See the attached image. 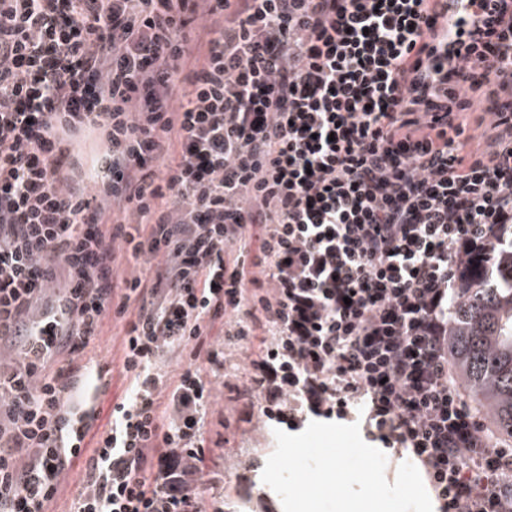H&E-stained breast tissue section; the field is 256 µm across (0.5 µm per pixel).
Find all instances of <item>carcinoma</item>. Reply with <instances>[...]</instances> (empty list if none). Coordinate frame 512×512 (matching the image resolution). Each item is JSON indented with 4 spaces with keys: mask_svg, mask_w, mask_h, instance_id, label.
<instances>
[{
    "mask_svg": "<svg viewBox=\"0 0 512 512\" xmlns=\"http://www.w3.org/2000/svg\"><path fill=\"white\" fill-rule=\"evenodd\" d=\"M449 312V357L474 406L512 440V224L490 256L470 258Z\"/></svg>",
    "mask_w": 512,
    "mask_h": 512,
    "instance_id": "cac0c4a2",
    "label": "carcinoma"
}]
</instances>
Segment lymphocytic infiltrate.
I'll return each instance as SVG.
<instances>
[{
	"mask_svg": "<svg viewBox=\"0 0 512 512\" xmlns=\"http://www.w3.org/2000/svg\"><path fill=\"white\" fill-rule=\"evenodd\" d=\"M465 2L0 0V512H48L79 457L75 512H203L218 322L261 338L263 417L364 402L436 512H512L448 361L461 267L512 224V0ZM111 316L130 392L87 453L72 382Z\"/></svg>",
	"mask_w": 512,
	"mask_h": 512,
	"instance_id": "f902f5d3",
	"label": "lymphocytic infiltrate"
}]
</instances>
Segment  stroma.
<instances>
[{
  "mask_svg": "<svg viewBox=\"0 0 512 512\" xmlns=\"http://www.w3.org/2000/svg\"><path fill=\"white\" fill-rule=\"evenodd\" d=\"M123 321L111 318L93 336L85 350L86 357L109 369L108 383L100 396L101 414L97 433L109 430L112 405L128 390L122 371ZM216 361L208 386V414L205 427V453L197 493L205 512H221L227 503L255 495L252 507L259 512L269 503L271 512H283L280 498L261 480L268 456L275 448L273 430L277 423L249 413V397L241 385L247 372L250 354L257 343L225 344L221 328L212 331ZM234 377L225 386V374Z\"/></svg>",
  "mask_w": 512,
  "mask_h": 512,
  "instance_id": "35a3bbf8",
  "label": "stroma"
}]
</instances>
